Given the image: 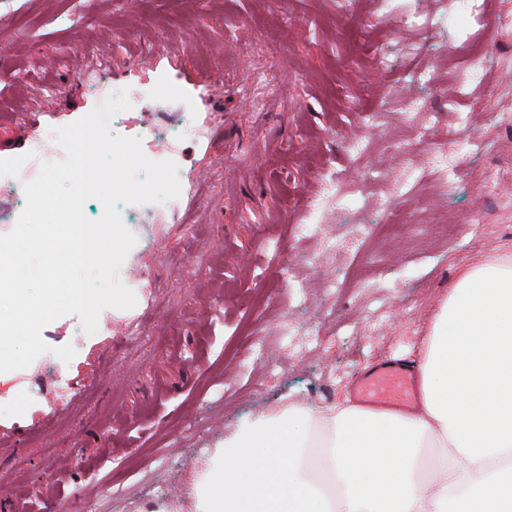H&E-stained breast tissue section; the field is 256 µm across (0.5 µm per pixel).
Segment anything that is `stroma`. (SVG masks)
<instances>
[{"instance_id": "obj_1", "label": "stroma", "mask_w": 512, "mask_h": 512, "mask_svg": "<svg viewBox=\"0 0 512 512\" xmlns=\"http://www.w3.org/2000/svg\"><path fill=\"white\" fill-rule=\"evenodd\" d=\"M371 16L354 25L352 13ZM512 0H485L481 23L443 0H0V159L35 136L77 120L62 111L76 63L94 57L113 71L136 66L134 82H114L138 98L155 84L150 51L186 45L182 65L209 70L225 44L235 52L218 82L204 148L178 138L197 124L192 109L157 121L160 136L182 151L184 165L209 184L216 221L200 225L194 242L172 236L145 250L160 310L132 344L103 332L85 333L65 316L66 344L75 357L57 362L71 382L111 360L105 381L84 407L46 435L27 436L0 450V480L13 491L0 512H155L181 501L205 453L247 422L288 403L325 406L351 400L362 369L383 360L414 364L430 321L461 268L512 247ZM434 29L439 92L421 89L436 130L405 114L412 63L405 45ZM493 69L485 93L473 74L476 49ZM398 92L381 103L380 88ZM381 108L389 134L407 140L414 162L393 166L385 141L370 142L364 114ZM455 128L453 139L438 132ZM482 136L468 154L464 143ZM368 144L366 162L397 193L404 231L371 240L346 237L344 213L366 205L365 220L381 216L370 187L353 181L354 144ZM444 155L447 183L426 163ZM240 162L235 183L210 159ZM496 178L501 191L481 185ZM467 225L481 217L467 243L436 236L433 215ZM335 239L336 261L321 247ZM376 265L367 284L350 276L360 258ZM293 263L291 283L277 279ZM336 280L335 296L322 281ZM304 324L313 349L289 346L284 324ZM268 349L241 350L248 332ZM277 363L270 373L269 363ZM234 385L217 398L218 375Z\"/></svg>"}]
</instances>
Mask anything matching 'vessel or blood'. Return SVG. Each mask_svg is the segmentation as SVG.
Masks as SVG:
<instances>
[{"mask_svg":"<svg viewBox=\"0 0 512 512\" xmlns=\"http://www.w3.org/2000/svg\"><path fill=\"white\" fill-rule=\"evenodd\" d=\"M223 65L222 58L213 61L214 71ZM213 73L202 74L195 70L175 72L173 81L163 82L157 94L141 98L140 116L135 125L136 135L141 140H148L155 128V114L182 105L189 108L211 109L209 87L215 79ZM76 82L74 91L65 106L69 112H84L93 109L100 97L110 86L112 77L104 66L76 65ZM63 154L54 139L42 138L37 149H24L12 155L9 166L12 171H20L34 163L53 159L62 160ZM178 224L188 229L196 224L212 223L204 201L206 194L200 188L195 175H188L180 182ZM121 274L127 287L131 288L136 304L127 310L116 309L103 312L101 319L110 335L125 339L137 337L145 317L155 311L152 293V278L147 274L139 260L138 249H131L122 268ZM83 384L68 386L65 392L55 396L22 421L0 425V441L17 446L24 434L37 430L49 433L55 423L71 414L82 405ZM356 397L376 407H406L415 396L414 376L412 371L401 364L386 361L375 367L362 371L355 385Z\"/></svg>","mask_w":512,"mask_h":512,"instance_id":"1","label":"vessel or blood"}]
</instances>
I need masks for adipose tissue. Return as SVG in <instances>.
Masks as SVG:
<instances>
[{
	"label": "adipose tissue",
	"instance_id": "obj_1",
	"mask_svg": "<svg viewBox=\"0 0 512 512\" xmlns=\"http://www.w3.org/2000/svg\"><path fill=\"white\" fill-rule=\"evenodd\" d=\"M415 411L292 403L212 448L192 512H512V252L461 270Z\"/></svg>",
	"mask_w": 512,
	"mask_h": 512
}]
</instances>
